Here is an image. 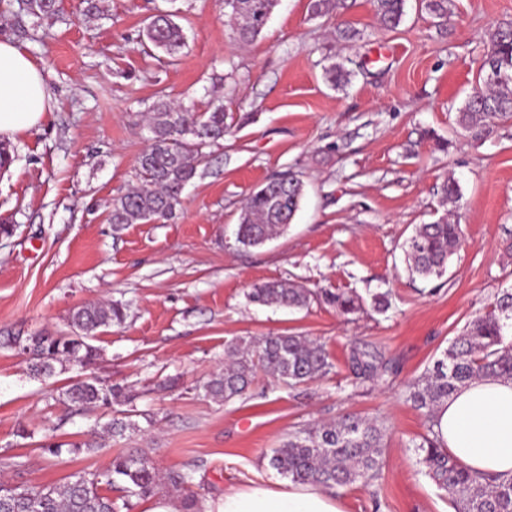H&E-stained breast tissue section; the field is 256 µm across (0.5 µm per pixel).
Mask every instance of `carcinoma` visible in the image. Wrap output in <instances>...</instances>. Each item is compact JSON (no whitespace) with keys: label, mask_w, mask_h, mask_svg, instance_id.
<instances>
[{"label":"carcinoma","mask_w":512,"mask_h":512,"mask_svg":"<svg viewBox=\"0 0 512 512\" xmlns=\"http://www.w3.org/2000/svg\"><path fill=\"white\" fill-rule=\"evenodd\" d=\"M406 0H375L376 13L388 28L399 26ZM278 0H230L228 17L238 40H255L267 24ZM423 7L437 24L448 22V0H423ZM60 13L58 0H23L17 16V31L26 33L55 20ZM175 14L159 12L149 17L143 36L162 50L170 62L177 61L185 47L182 27ZM498 70L501 78L475 91L459 109L457 124L472 137L482 139L493 128L512 120V25L499 27L490 35V49L482 71ZM231 114L223 106L205 110L195 103H173L163 97L150 107V144L138 158L140 186L112 199L108 221L115 228L169 219L181 205L185 186L207 162L210 148L224 139ZM303 196V183L294 173L266 180L250 195L236 231V243L244 249L260 247L287 230ZM461 225L441 218L421 224L404 244L408 270L421 278H440L449 259L462 244ZM312 293L286 281L264 282L251 288L248 297L261 305L303 307ZM323 302L347 315L360 307L355 294L326 291ZM125 312L118 304L87 305L76 309L71 331L59 336L29 338L31 371L51 376L56 364L65 361L86 363L96 350L86 338L102 326L120 325ZM224 371L203 383L205 395L229 401L242 395L256 372L263 371L290 386L330 373L332 362L324 347L292 334H275L255 341L238 337L224 346ZM359 378L381 380L388 374L381 354L354 351L350 355ZM512 380V292H505L486 311L472 320L464 332L444 350L442 357L418 381L412 383L409 400L421 410L428 423V434L415 447L423 453L421 462L435 484L446 491L454 512H512V478L479 477L460 465L438 439L435 426L437 408L459 386L484 376ZM72 405L89 410L109 405L122 396L96 378H77L64 392ZM139 429L136 422L112 418L106 432L114 437ZM384 435L371 420L345 414L331 423L318 424L290 436L273 451L269 465L294 483H314L327 489H340L367 483L383 467ZM188 473L171 471L163 477L154 463L142 453L118 455L106 480L100 474L78 475L63 485L38 490L4 488L0 512H120L130 509L125 500L117 504L102 493L101 484L114 486L138 497H151L163 484L178 490L190 483Z\"/></svg>","instance_id":"obj_1"}]
</instances>
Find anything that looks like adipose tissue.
Returning a JSON list of instances; mask_svg holds the SVG:
<instances>
[{"label":"adipose tissue","instance_id":"obj_1","mask_svg":"<svg viewBox=\"0 0 512 512\" xmlns=\"http://www.w3.org/2000/svg\"><path fill=\"white\" fill-rule=\"evenodd\" d=\"M52 106L44 71L19 45L0 40V136L39 125ZM441 444L467 469L512 477V380L482 378L435 413ZM202 512H342L335 493L314 484L250 485L206 500Z\"/></svg>","mask_w":512,"mask_h":512}]
</instances>
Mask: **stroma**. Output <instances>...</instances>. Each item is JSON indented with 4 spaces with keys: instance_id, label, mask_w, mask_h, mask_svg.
I'll list each match as a JSON object with an SVG mask.
<instances>
[{
    "instance_id": "obj_1",
    "label": "stroma",
    "mask_w": 512,
    "mask_h": 512,
    "mask_svg": "<svg viewBox=\"0 0 512 512\" xmlns=\"http://www.w3.org/2000/svg\"><path fill=\"white\" fill-rule=\"evenodd\" d=\"M309 4L279 0L245 47L224 0H106L93 18L82 0H62L58 19L17 39L43 67L53 105L10 138L13 162L0 171V224L14 227L0 236V482L61 485L136 450L161 472H192L171 498L215 500L278 482L273 448L353 413L382 428L384 465L370 485L337 490L344 512H454L420 461L428 423L408 387L512 291V121L482 140L455 121L482 84L490 33L512 25V0H448L444 26L406 0L393 30L379 24L373 0H347L327 20ZM160 10L177 12L187 37L174 62L142 37ZM333 65L349 72L345 89L326 81ZM162 95L202 109L223 102L234 121L174 219L114 229L110 204L138 180L143 115ZM288 171L305 185L292 224L263 247L239 248L245 199ZM451 178L454 203L442 193ZM443 215L461 224L462 247L442 278L409 276L405 240ZM273 280L315 298L303 308L248 301L254 285ZM336 289L361 296L363 308L344 316L318 300ZM386 291L392 306L377 312L371 299ZM99 300L121 305L126 319L96 330V357L34 377L13 337L67 333L72 311ZM275 333L322 343L331 373L296 386L261 373L240 397H205L225 342ZM356 348L381 353L392 374L357 378ZM80 375L131 399L72 414L63 392ZM120 411L138 432L99 436L91 452H44L87 441Z\"/></svg>"
}]
</instances>
